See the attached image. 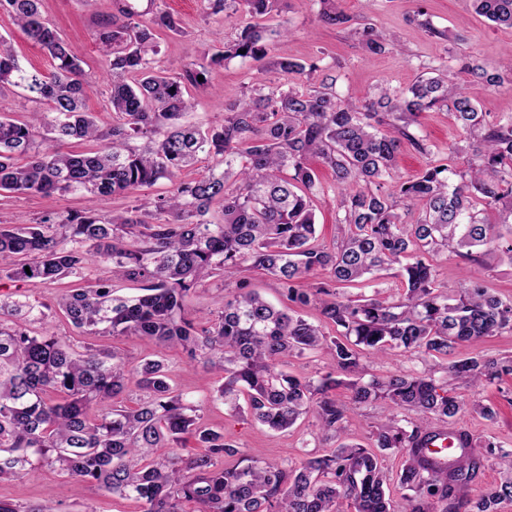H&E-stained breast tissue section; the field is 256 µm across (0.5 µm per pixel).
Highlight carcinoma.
I'll return each instance as SVG.
<instances>
[{"label": "carcinoma", "mask_w": 512, "mask_h": 512, "mask_svg": "<svg viewBox=\"0 0 512 512\" xmlns=\"http://www.w3.org/2000/svg\"><path fill=\"white\" fill-rule=\"evenodd\" d=\"M229 2L255 22L210 64L239 57L265 65L267 36L288 29L274 32L261 20L279 12L283 0ZM318 2L322 22H348L336 0ZM0 5L53 61L47 75L23 67L0 47V92L17 87L48 104L47 111L19 121L5 116L0 96V191L48 197L86 192L104 199L135 194L160 179L174 183L171 195L142 198L122 215L90 208L54 222L0 227V259L17 258L0 267V280L17 288L0 293V479L31 477L48 466L77 488L95 481L114 496L137 500L143 512H394L382 458L396 450L404 458L396 483L408 491L400 512H499L512 502V450L486 444L508 478L471 498L454 495L475 484L481 467L471 432L456 431L467 452L451 469L435 465L425 448L434 430L464 411L456 385L477 391L512 376V359L481 348L512 330V299L477 280L451 297L435 283L432 264L448 252L467 262L491 250L512 259V117L486 121L449 68L420 76L405 90L385 87L360 100L339 95L333 82L292 85L317 65L280 59L274 66L285 83L233 104L223 123L200 129L183 121L192 108L184 90L199 85L210 64L184 65L176 77L156 68L154 30L177 32L178 19L159 11L143 24L136 6L119 0L120 17L96 33L108 58L109 103L118 119L105 130L86 110L96 78L42 18L39 0ZM472 6L488 21L512 28V0H472ZM359 35L370 54L392 47L369 25ZM464 70L489 86L502 84L494 67L467 63ZM440 106L465 134L466 166H457L460 148L450 147L445 163L406 180L395 176L402 142L427 152L414 128L421 113ZM73 140L99 147L65 149ZM311 157L331 169L341 187L330 244L316 239L311 196L318 179ZM203 158L215 160L221 171L178 179ZM389 181L387 192L372 190ZM215 203L222 207L221 224L207 219ZM489 209L497 210L495 224L482 217ZM93 259L115 278L145 283V294L117 296L106 280L91 288L65 285ZM393 265L402 285L397 294L351 299L337 291L339 283L368 285ZM251 269L274 277L293 307L275 308L241 278L209 326L199 329L185 317L189 296L210 278ZM318 271L328 280L301 287V279ZM55 285L65 286L56 305L80 335H135L179 347L219 378L216 399L271 430L285 431L311 414L321 435L337 438L350 411L377 402L386 406L389 421L376 428L369 447L339 443L294 466L241 457L229 436L197 425L199 405L171 385L162 361L129 369L113 351L87 346L77 352L57 336L48 324L50 307L29 295ZM312 303L322 316L317 324L299 314ZM458 345L470 347V356L368 381L360 377L367 355L446 358ZM311 350L331 363L318 378L282 369L289 357ZM133 378L144 397L134 408L116 405ZM341 386L350 391L347 405L336 399ZM399 410L415 417L403 425ZM188 436L205 453L183 456ZM159 448L167 455L156 456ZM236 455L234 466L219 465Z\"/></svg>", "instance_id": "cac0c4a2"}]
</instances>
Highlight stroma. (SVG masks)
<instances>
[{"mask_svg": "<svg viewBox=\"0 0 512 512\" xmlns=\"http://www.w3.org/2000/svg\"><path fill=\"white\" fill-rule=\"evenodd\" d=\"M155 7L173 13L180 25L179 32L161 30L157 33L160 53L155 61L161 68L172 62L209 63L223 43L233 42L250 22L243 9H219L211 0H156ZM339 7L349 21L336 27L319 20L317 0H287L284 11L266 21L272 29L283 24L289 28L288 35L270 40L269 66L262 68L252 60L239 57L225 60L221 65L209 63L207 83L188 89L194 107L186 114V122L203 128L221 123L226 108L241 97L260 88L282 84L284 78L272 63L283 58L316 64L317 69L310 76L311 85L332 80L339 94L361 99L373 97L382 86L409 87L429 69L451 67L457 69V81L463 91L475 100L479 111L485 112L488 119L512 116V81L493 87L459 70L460 58L492 65L512 47V29L496 26L474 14L470 0H339ZM115 12L113 0L41 2L45 21L67 42L85 72L96 76V83L87 91L86 105L107 128L113 122L108 108L109 88L104 79L107 64L97 50L94 35ZM364 23L373 24L387 34L394 42L393 49L380 55H367L355 33ZM0 41L17 55L24 67L51 72L50 59L2 8ZM416 132L425 139L430 152L422 155L410 146H402L397 155L398 175L410 177L427 164L443 163L452 146L460 147V160H467L468 155L463 151L464 135L447 110L423 113ZM315 171L320 182L313 198L317 234L321 241L328 242L336 233L340 193L330 170L319 165ZM134 203V197L127 194L100 200L81 192L59 193L50 198L0 192V224H31L45 216L54 218L83 208L118 215ZM433 264L437 284L447 288L449 293H457L466 276L472 273L479 276L485 286L512 298V260L501 253L483 255L475 264L442 254L434 258ZM53 324L60 335L74 344L93 343L114 349L130 364L145 359L167 363L173 386L200 404L198 425L231 435L241 455L292 465L309 454L328 453L333 447L332 442L318 440L313 417H306L288 431L275 433L247 415L232 413L222 401L214 399V377L206 372L202 363L187 360L178 349L137 336L87 338L77 335L59 315L54 316ZM511 392L510 378L478 393L465 386L457 388L460 400L468 403L478 398L496 410L491 419L471 411L459 415L458 425L471 432L476 446L490 441L512 448V405L504 399L505 394ZM0 497L20 506L48 500L56 512H142L140 502L111 496L93 485L74 491L64 477L50 468L41 469L30 478L0 480Z\"/></svg>", "mask_w": 512, "mask_h": 512, "instance_id": "35a3bbf8", "label": "stroma"}]
</instances>
